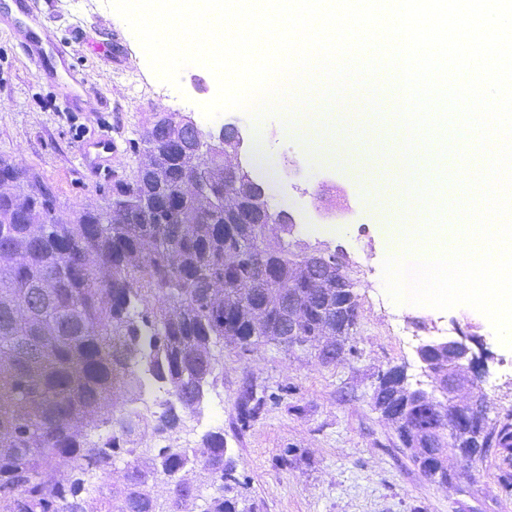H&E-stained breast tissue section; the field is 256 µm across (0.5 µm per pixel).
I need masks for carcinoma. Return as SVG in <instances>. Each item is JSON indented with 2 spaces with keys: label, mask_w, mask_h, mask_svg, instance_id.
<instances>
[{
  "label": "carcinoma",
  "mask_w": 512,
  "mask_h": 512,
  "mask_svg": "<svg viewBox=\"0 0 512 512\" xmlns=\"http://www.w3.org/2000/svg\"><path fill=\"white\" fill-rule=\"evenodd\" d=\"M176 112H156L140 135L144 161L116 183L100 208L73 218L51 192L0 159V512H156L154 488L167 476L168 510L192 512L197 498L189 459L216 486L204 512H238L237 478L224 459V435L201 446L162 448L128 464L112 481L114 454L134 453L136 438L165 431L179 412L199 407L215 369L212 345L241 352L260 343L313 350L322 362L345 353L357 322V296L344 266L330 254L331 276H305L313 248L295 250L276 224H226L247 200L225 180L232 157L215 141L185 153L171 136ZM161 294L165 304L152 306ZM164 380L171 401L150 415L117 408L144 389L139 366ZM411 385L378 376L374 404L395 425L413 462L448 465L457 441L448 430L451 399L431 398L397 417ZM240 398L242 421L258 405ZM479 454H512V419L489 421ZM107 426L109 434H98ZM427 431L435 448L415 447Z\"/></svg>",
  "instance_id": "cac0c4a2"
}]
</instances>
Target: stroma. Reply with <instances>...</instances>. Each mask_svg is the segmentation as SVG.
Segmentation results:
<instances>
[{"instance_id":"stroma-1","label":"stroma","mask_w":512,"mask_h":512,"mask_svg":"<svg viewBox=\"0 0 512 512\" xmlns=\"http://www.w3.org/2000/svg\"><path fill=\"white\" fill-rule=\"evenodd\" d=\"M19 24L64 43L68 72L37 73L17 44ZM71 73L98 93V111L67 108L61 83ZM374 81L386 98V116L370 117L358 101L368 89L356 86L354 96L330 102V111L339 116L330 136L317 127L303 131L285 125L277 114L258 123L246 112L230 111L209 121L200 106L216 94L212 73L192 65L182 71L179 87L161 82L134 33L106 0H36L29 13L11 10L8 0H0V159L42 179L60 211L104 205L113 183L136 171L142 155L132 142L152 113L181 112L206 133L227 123L260 132L265 160L259 172L269 186L270 204L290 210L298 220L319 214L321 224L337 230L330 238L306 233L298 223L291 242L345 255L358 302L351 351L325 364L313 354L269 343L248 353L216 345L215 379L207 391L223 397L221 416L200 427L193 413H182L175 430L147 432L141 449L153 457L159 449L196 448L205 435L223 433L239 480L240 512H512V497L498 482L500 474L512 472V459L494 451L458 464L453 484L435 483L374 406L377 376L392 366H405L410 383L431 389L418 347L469 327L483 336L492 354L477 380L489 417L512 412V349L483 314L465 306L406 308L385 291L387 217L376 210L379 196L387 194L391 213L399 214L405 172L429 179L433 169L425 151L408 162L397 150L399 130L390 114L400 90L383 73H376ZM95 133L108 135L117 146L109 168L99 173L79 153L82 139ZM372 133L384 141L379 189L367 184L357 159L345 153ZM248 388L262 402L244 424L238 398Z\"/></svg>"}]
</instances>
